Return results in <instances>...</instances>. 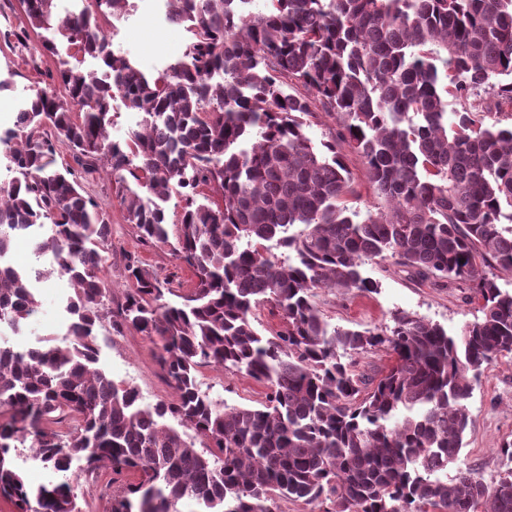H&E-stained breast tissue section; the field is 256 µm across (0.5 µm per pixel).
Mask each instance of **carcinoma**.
Segmentation results:
<instances>
[{"mask_svg": "<svg viewBox=\"0 0 512 512\" xmlns=\"http://www.w3.org/2000/svg\"><path fill=\"white\" fill-rule=\"evenodd\" d=\"M18 0L24 23L3 40L35 62L66 41L52 81L0 131L10 179L0 182V261L19 233L68 276V340L21 348L0 340V495L16 512H81L69 472H134L112 512H277L280 500L327 512H512V469L493 485L469 468L447 482L470 424L478 375L512 354V0H165L191 40L149 75L112 49L103 24L133 0ZM54 34L32 41L31 34ZM91 57L100 71L71 60ZM141 115L112 139L115 98ZM456 108L448 110L449 101ZM334 120L316 146L318 113ZM77 167L61 165L56 140ZM358 155L383 206L366 212L343 150ZM107 170L125 222L167 245L193 276L182 302L135 256L118 328L146 336L173 399L143 405L99 366L94 328L112 303L104 253L111 226L79 176ZM223 204L200 203V189ZM181 198L176 231L165 204ZM282 250L278 256L274 250ZM392 256L414 274L472 285L481 318L450 335L399 311L363 330L330 325L313 302L335 288L369 294L365 261ZM0 272V327L36 311L32 280ZM284 329L266 336L253 310ZM384 351L376 377L353 356ZM244 374L267 393L229 406L197 373ZM208 441L195 448L179 428ZM57 478L29 488L19 449ZM252 320L259 331L267 336L284 328V322L277 313H272L268 306L254 310Z\"/></svg>", "mask_w": 512, "mask_h": 512, "instance_id": "cac0c4a2", "label": "carcinoma"}]
</instances>
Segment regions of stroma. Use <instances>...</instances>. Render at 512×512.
I'll return each instance as SVG.
<instances>
[{
  "instance_id": "1",
  "label": "stroma",
  "mask_w": 512,
  "mask_h": 512,
  "mask_svg": "<svg viewBox=\"0 0 512 512\" xmlns=\"http://www.w3.org/2000/svg\"><path fill=\"white\" fill-rule=\"evenodd\" d=\"M105 32L113 50L127 54L152 75L175 63L190 40L185 26L166 21L162 0H135L134 10L121 20L109 21ZM56 63V57L47 55L39 65H29L24 48L0 40V76L14 78L11 89L0 91L1 128L11 127L20 100L32 89L43 86ZM82 185L112 229L105 277L114 287L113 303L122 300L127 280L125 264L130 256L138 257L159 280L186 290L191 288L189 269L167 247L143 244L133 226L125 223L124 209L109 176L98 171L86 175ZM363 269L366 276L378 283L377 292L343 294L333 289L318 290L315 302L331 324L359 330L381 327L389 324L393 312L407 311L455 334L480 315L474 290L469 286H441L430 278L419 279L391 257L366 261ZM68 293L66 278L54 273L44 279L39 285L37 313L20 334H8L9 343L29 348L48 337L62 338L67 319L64 300ZM95 334L100 364L112 379L136 388L146 404L172 398L173 389L145 336L127 328L116 329L106 317L96 324ZM198 381L211 397L235 406L257 405L266 392L262 384L245 375L210 366L201 368ZM468 407L472 423L459 459L449 465L447 474L452 477L458 468H469L491 485L512 468V461L500 454L503 443L512 441V356L498 358L483 371ZM135 480L130 472L113 475L107 464L91 473L81 468L74 473L75 492L83 512H112L113 498Z\"/></svg>"
}]
</instances>
